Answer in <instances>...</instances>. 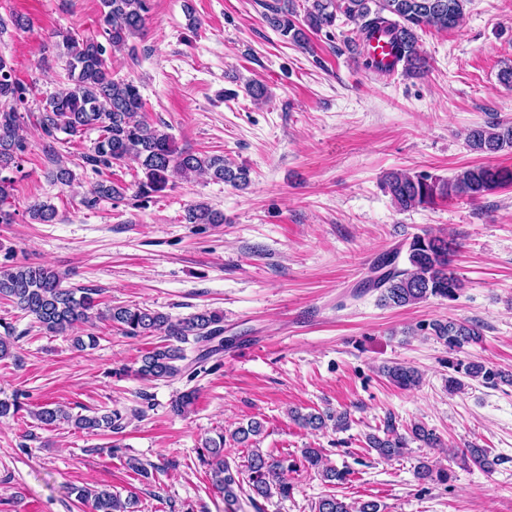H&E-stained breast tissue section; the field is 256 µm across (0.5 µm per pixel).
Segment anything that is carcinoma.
<instances>
[{
	"label": "carcinoma",
	"mask_w": 512,
	"mask_h": 512,
	"mask_svg": "<svg viewBox=\"0 0 512 512\" xmlns=\"http://www.w3.org/2000/svg\"><path fill=\"white\" fill-rule=\"evenodd\" d=\"M468 0H311L303 21L297 20L293 0H274L266 4L265 21L283 38L301 46L305 44V29L319 32L336 25L344 16L359 24L356 39L349 48L370 47L372 41L386 39L387 61L371 53L364 55V67L379 74H388L402 68L405 75L421 71L424 59L419 45L418 31L425 28L448 30L456 27L465 13ZM103 34L101 43L90 37L67 33L58 47L66 58L68 89L46 98L39 124L48 136L62 132L77 136L87 129L99 131L98 138L83 153L84 164L98 172L127 159L134 160L142 169L144 178L136 185L134 196L148 199L165 191L169 176L180 173L188 178L205 173L217 182L243 188L249 183V170L233 165L221 155H200L175 148L171 136L142 119L143 108L139 87L132 81L116 79L112 73V51L127 46L139 35L149 12V0H101ZM13 68L6 55L0 52V224L12 222L11 212L1 208L10 195L13 180L1 172L19 168L27 151L24 134V116L20 104L24 102L23 89L12 78ZM468 146L481 153H497L512 148V123L491 121L469 131ZM512 184V170L491 166L469 167L460 170L451 179H440L424 173L393 171L386 175L384 188L392 203L400 211L425 207L438 197L480 198L491 191ZM126 188L99 182L91 187L83 203L94 207L99 202L124 199ZM31 220L51 224L56 219V207L48 201H36L29 208ZM189 224H222L224 214L204 203L193 204L186 210ZM452 242L425 232L413 236L377 258L371 268L372 276L364 281V289L380 292L384 305L404 307L420 303L430 297L452 301L461 288V282L448 271ZM67 274L52 267L18 264L0 270V299H6L23 314L33 317L47 334L65 335L74 326L95 318L112 323L120 333L131 339L161 335L165 344L141 356L135 375L146 380H173L184 375L192 364H201L224 349V315L201 309L187 317L174 319L168 314L137 305H113L99 308V288H66ZM427 327L432 335L444 341L448 349L460 353L464 348L482 341L480 326L455 319L435 320ZM198 351L189 360L186 345ZM383 374L403 390L420 385L421 375L411 367L400 364L385 365ZM476 380L488 387L512 383V376L479 362L448 360V391L464 390L465 380ZM194 392H182L172 400L171 411L176 415L187 413L194 403ZM41 426L47 428L67 425L74 430L96 435L100 432H121L131 416L119 409L93 414L73 413L61 405L45 404L30 411ZM290 418L305 429L320 430L328 422L334 428L348 427V412L290 411ZM263 432V424L254 419L230 433L233 442L249 449L247 464L231 466L224 456V432L205 439L202 463L210 466L212 482L224 502L233 506L239 494L249 488L248 500L256 506L257 499L266 501L276 497L286 500L293 495L295 485L290 474L297 471V463L264 453L253 447L256 437ZM419 441L427 448L442 447L441 439L420 424L411 426L409 435L398 432L392 418L384 421L383 435L366 436L368 448L381 458L390 460L402 454L408 439ZM302 462L326 483L347 479L349 471L324 462L323 449L304 448ZM453 457L465 464L471 463L490 472L499 462L485 448L469 445L456 448ZM416 478L448 482V470L436 468L429 462L418 466ZM70 494L89 504L91 512H132L135 501L125 500L107 489L75 486ZM313 512H381L375 500H361L349 504L334 494H326L315 502Z\"/></svg>",
	"instance_id": "cac0c4a2"
}]
</instances>
